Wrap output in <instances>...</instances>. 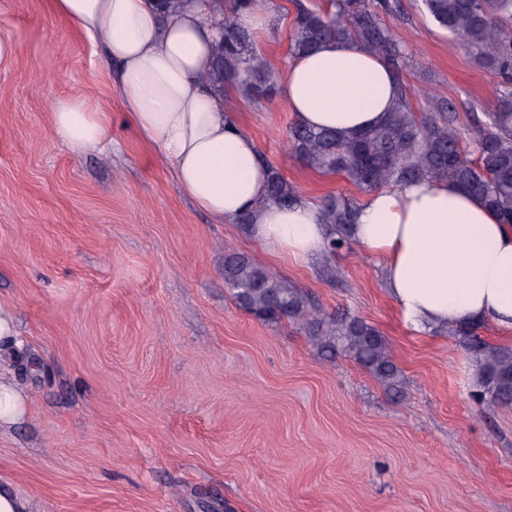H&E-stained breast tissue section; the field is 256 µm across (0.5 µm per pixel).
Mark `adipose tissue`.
Segmentation results:
<instances>
[{"mask_svg":"<svg viewBox=\"0 0 512 512\" xmlns=\"http://www.w3.org/2000/svg\"><path fill=\"white\" fill-rule=\"evenodd\" d=\"M56 14L119 62L118 87L137 134L160 148L183 193L216 222L251 213L252 238L298 260L325 249L319 210L266 198L255 142L201 84L216 30L194 4L160 16L153 0H53ZM278 86L297 123L350 136L377 126L398 96L387 62L355 39L327 42L280 70ZM57 133L98 147L105 113L82 97L59 103ZM352 239L383 265L393 302L414 330L489 322L512 333V225L444 180L369 193Z\"/></svg>","mask_w":512,"mask_h":512,"instance_id":"1","label":"adipose tissue"}]
</instances>
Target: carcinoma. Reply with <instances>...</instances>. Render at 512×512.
<instances>
[{
  "label": "carcinoma",
  "mask_w": 512,
  "mask_h": 512,
  "mask_svg": "<svg viewBox=\"0 0 512 512\" xmlns=\"http://www.w3.org/2000/svg\"><path fill=\"white\" fill-rule=\"evenodd\" d=\"M266 0H206L209 21L218 30L211 50L212 64L202 74L203 85L233 110L226 88L255 103L276 90L275 72L255 48L243 14L262 8ZM295 16L288 33L292 57L310 54L325 41L357 39L367 44L401 73L412 61L407 47L394 39L379 10L398 4L389 0H327L312 8L294 0ZM434 24L460 41L479 67L503 80L493 111L469 116L476 158L461 143L460 117L450 99H434L430 111L418 113L405 86L385 120L353 136L330 129L290 127L286 146L305 165L341 174L358 189L372 192L397 188L424 179L456 184L480 198L512 224V0H421ZM267 171L266 196L288 206L298 199L296 189L273 166ZM359 204L345 195L331 196L320 208V220L330 254L351 247L350 228ZM224 284L238 306L256 319L278 324L300 323L313 346L327 357L340 353L355 360L384 387L399 390L400 371L389 355L381 332L358 316L326 313L288 282L273 276L249 257L224 252ZM478 325L457 327L475 371L478 402L491 407L512 404V348L497 347L476 333Z\"/></svg>",
  "instance_id": "obj_1"
}]
</instances>
